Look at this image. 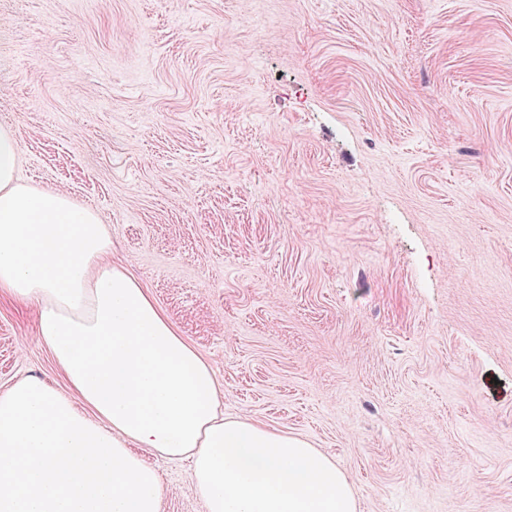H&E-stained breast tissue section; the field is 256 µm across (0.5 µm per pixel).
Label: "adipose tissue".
I'll use <instances>...</instances> for the list:
<instances>
[{
	"label": "adipose tissue",
	"mask_w": 512,
	"mask_h": 512,
	"mask_svg": "<svg viewBox=\"0 0 512 512\" xmlns=\"http://www.w3.org/2000/svg\"><path fill=\"white\" fill-rule=\"evenodd\" d=\"M0 126V291L36 304L69 390L0 392V512H161L147 453L189 458L206 512H355L346 475L308 441L218 409L210 364L124 266L100 215L18 176Z\"/></svg>",
	"instance_id": "obj_1"
}]
</instances>
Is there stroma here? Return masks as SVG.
I'll return each instance as SVG.
<instances>
[{
  "mask_svg": "<svg viewBox=\"0 0 512 512\" xmlns=\"http://www.w3.org/2000/svg\"><path fill=\"white\" fill-rule=\"evenodd\" d=\"M1 125L225 416L331 456L356 512H512V0H0ZM34 312L0 298V391L68 389Z\"/></svg>",
  "mask_w": 512,
  "mask_h": 512,
  "instance_id": "stroma-1",
  "label": "stroma"
}]
</instances>
